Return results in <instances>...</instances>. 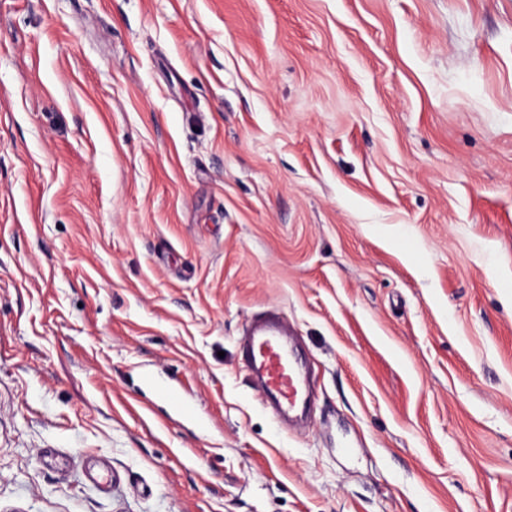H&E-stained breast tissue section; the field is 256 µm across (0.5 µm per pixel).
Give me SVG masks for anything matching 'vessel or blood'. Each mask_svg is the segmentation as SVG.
Listing matches in <instances>:
<instances>
[{
    "instance_id": "vessel-or-blood-1",
    "label": "vessel or blood",
    "mask_w": 512,
    "mask_h": 512,
    "mask_svg": "<svg viewBox=\"0 0 512 512\" xmlns=\"http://www.w3.org/2000/svg\"><path fill=\"white\" fill-rule=\"evenodd\" d=\"M288 317L280 311L254 316L243 331L242 358L262 403L292 417L309 396L306 361L290 338Z\"/></svg>"
}]
</instances>
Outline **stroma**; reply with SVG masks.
<instances>
[{
  "label": "stroma",
  "mask_w": 512,
  "mask_h": 512,
  "mask_svg": "<svg viewBox=\"0 0 512 512\" xmlns=\"http://www.w3.org/2000/svg\"><path fill=\"white\" fill-rule=\"evenodd\" d=\"M0 512H512V0H0ZM242 358L253 376L261 402L292 417L309 396L306 361L292 336L288 316L267 311L254 316L243 331Z\"/></svg>",
  "instance_id": "35a3bbf8"
}]
</instances>
